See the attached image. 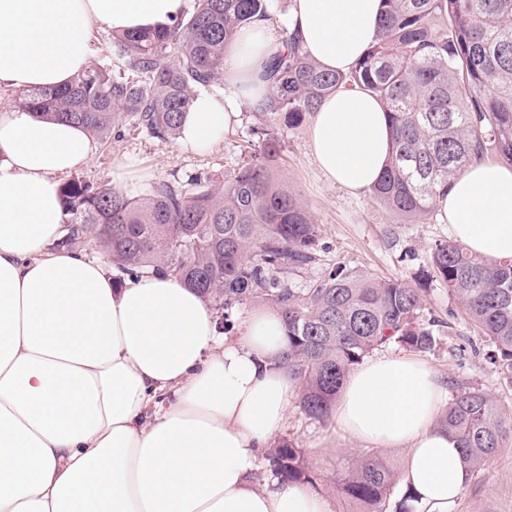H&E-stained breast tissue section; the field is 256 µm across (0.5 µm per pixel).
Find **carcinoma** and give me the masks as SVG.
<instances>
[{"instance_id": "1", "label": "carcinoma", "mask_w": 512, "mask_h": 512, "mask_svg": "<svg viewBox=\"0 0 512 512\" xmlns=\"http://www.w3.org/2000/svg\"><path fill=\"white\" fill-rule=\"evenodd\" d=\"M271 7V0H195L168 29L116 34L118 56L137 80L114 78L92 61L68 85L26 94L25 105L100 140L127 123L175 140L196 88L222 83L224 46L255 16L271 17ZM286 43L269 69L271 92L251 113L243 164L225 176L197 177L189 188L160 182L141 198L69 181L60 189L67 216L60 245L99 249L119 283L155 268L174 274L226 318L252 302L275 306L287 328L282 364L297 383L299 406L324 420L366 356L389 345L430 352L437 334L435 322L424 320L423 289L406 279L334 265L296 287L323 249L309 211L272 180L281 130L299 126L342 88L369 92L393 137L371 195L403 222L427 219L437 195L473 159L495 154L512 163V0H384L378 35L348 73L324 70L295 39ZM428 264L489 342L490 363L512 382V257L484 258L450 237L435 243ZM438 424L459 439L470 473L512 438V412L478 388L460 389ZM267 458L282 481L314 484L304 449L291 440L275 442ZM397 479L377 453L363 452L336 489L357 512H384Z\"/></svg>"}]
</instances>
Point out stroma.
Segmentation results:
<instances>
[{"mask_svg": "<svg viewBox=\"0 0 512 512\" xmlns=\"http://www.w3.org/2000/svg\"><path fill=\"white\" fill-rule=\"evenodd\" d=\"M251 123L249 110H242L223 140L203 152L180 150L176 142L160 141L127 126L120 135L98 142L94 156L76 176L90 183H108L120 163L126 164L128 178L147 188L159 181L220 175L241 163ZM283 140L275 182L310 210L319 228V243L326 248L324 264L336 262L382 278L416 277L425 290V319L442 322L434 351L416 354V361L433 368L449 394L475 387L512 408V382L503 380L490 364L489 343L459 301L428 274L430 249L448 237L447 225L435 217L419 224H398L371 196H352L329 183L310 156L307 125L284 130ZM282 436L306 451L315 486L327 496L332 512H354V504L337 491L335 480L360 453V446L338 438L333 419H309L296 405ZM448 512H512V440L469 476Z\"/></svg>", "mask_w": 512, "mask_h": 512, "instance_id": "stroma-1", "label": "stroma"}]
</instances>
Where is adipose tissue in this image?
Returning a JSON list of instances; mask_svg holds the SVG:
<instances>
[{
    "mask_svg": "<svg viewBox=\"0 0 512 512\" xmlns=\"http://www.w3.org/2000/svg\"><path fill=\"white\" fill-rule=\"evenodd\" d=\"M193 0H0V91L68 84L100 25L161 30ZM383 0H290L281 24L255 19L224 53V90L196 94L183 149L220 139L269 91L265 71L295 32L321 67L346 72L375 40ZM310 156L361 195L392 151L381 103L341 90L311 115ZM96 151L82 126L0 105V512H330L322 494L268 479L258 456L282 432L297 386L280 366V314L257 310L240 336L168 273L116 284L106 261L61 247L64 179ZM441 223L473 253L512 256V167L471 162L436 198ZM444 382L428 365L378 358L347 377L342 439L406 454L418 512H448L468 472L437 419Z\"/></svg>",
    "mask_w": 512,
    "mask_h": 512,
    "instance_id": "ef3b65f1",
    "label": "adipose tissue"
}]
</instances>
